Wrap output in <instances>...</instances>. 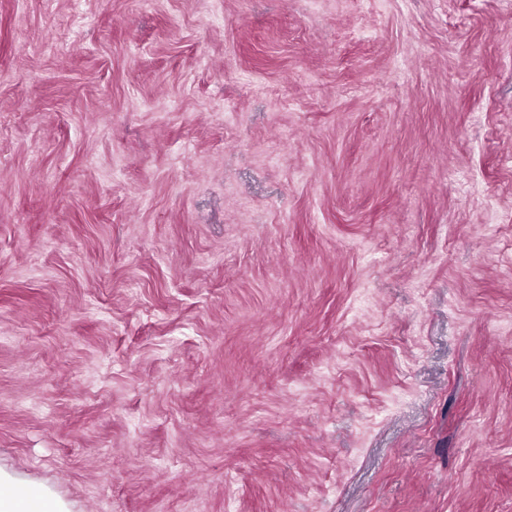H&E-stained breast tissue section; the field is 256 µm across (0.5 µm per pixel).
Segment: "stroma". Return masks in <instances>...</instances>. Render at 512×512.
I'll return each mask as SVG.
<instances>
[{"label":"stroma","instance_id":"1","mask_svg":"<svg viewBox=\"0 0 512 512\" xmlns=\"http://www.w3.org/2000/svg\"><path fill=\"white\" fill-rule=\"evenodd\" d=\"M0 469L512 512V0H0Z\"/></svg>","mask_w":512,"mask_h":512}]
</instances>
